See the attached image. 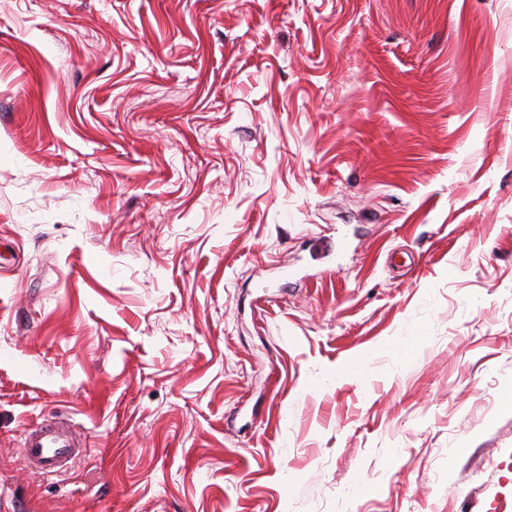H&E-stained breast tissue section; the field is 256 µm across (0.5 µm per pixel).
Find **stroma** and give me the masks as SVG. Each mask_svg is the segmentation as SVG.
<instances>
[{
    "mask_svg": "<svg viewBox=\"0 0 512 512\" xmlns=\"http://www.w3.org/2000/svg\"><path fill=\"white\" fill-rule=\"evenodd\" d=\"M0 241V512H512V0H0ZM71 447L69 431L60 422L30 426L23 434L24 456L37 473H58Z\"/></svg>",
    "mask_w": 512,
    "mask_h": 512,
    "instance_id": "35a3bbf8",
    "label": "stroma"
}]
</instances>
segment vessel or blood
<instances>
[{
	"instance_id": "obj_1",
	"label": "vessel or blood",
	"mask_w": 512,
	"mask_h": 512,
	"mask_svg": "<svg viewBox=\"0 0 512 512\" xmlns=\"http://www.w3.org/2000/svg\"><path fill=\"white\" fill-rule=\"evenodd\" d=\"M71 446L69 431L60 422L34 425L23 434L24 456L41 474L58 473L70 455Z\"/></svg>"
}]
</instances>
